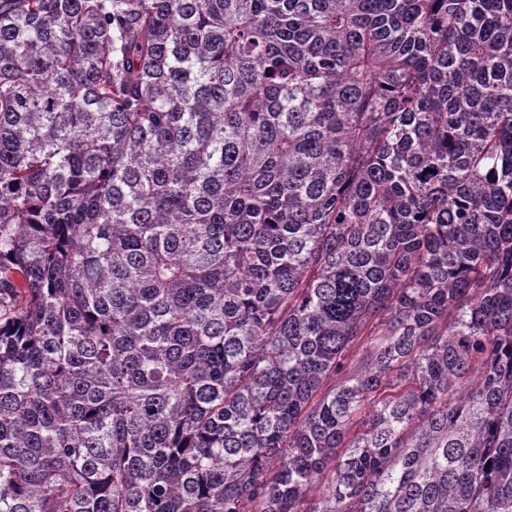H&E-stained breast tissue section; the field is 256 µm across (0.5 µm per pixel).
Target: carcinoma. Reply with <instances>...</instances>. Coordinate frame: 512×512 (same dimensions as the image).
<instances>
[{
  "instance_id": "cac0c4a2",
  "label": "carcinoma",
  "mask_w": 512,
  "mask_h": 512,
  "mask_svg": "<svg viewBox=\"0 0 512 512\" xmlns=\"http://www.w3.org/2000/svg\"><path fill=\"white\" fill-rule=\"evenodd\" d=\"M0 512H512V0H0Z\"/></svg>"
}]
</instances>
